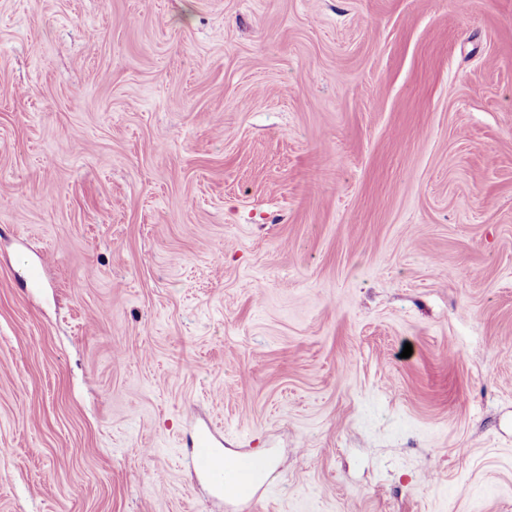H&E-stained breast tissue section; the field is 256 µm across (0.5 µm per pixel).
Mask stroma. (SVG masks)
I'll list each match as a JSON object with an SVG mask.
<instances>
[{
	"label": "stroma",
	"instance_id": "stroma-1",
	"mask_svg": "<svg viewBox=\"0 0 512 512\" xmlns=\"http://www.w3.org/2000/svg\"><path fill=\"white\" fill-rule=\"evenodd\" d=\"M0 512H512V0H0ZM195 448L191 457L193 467L210 482L214 492L227 498H239L234 488L224 486V479L232 480L236 476V459H227L223 473V457L218 447L217 438L210 430L200 429L192 441Z\"/></svg>",
	"mask_w": 512,
	"mask_h": 512
}]
</instances>
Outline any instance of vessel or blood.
Listing matches in <instances>:
<instances>
[{
    "mask_svg": "<svg viewBox=\"0 0 512 512\" xmlns=\"http://www.w3.org/2000/svg\"><path fill=\"white\" fill-rule=\"evenodd\" d=\"M194 454L191 458L193 467L210 482L218 495L233 498L238 489H245L251 496H259L263 488L254 480L249 464H242L238 472V488L232 489L224 485L223 458L216 437L210 430H198L192 441Z\"/></svg>",
    "mask_w": 512,
    "mask_h": 512,
    "instance_id": "b4317fda",
    "label": "vessel or blood"
}]
</instances>
